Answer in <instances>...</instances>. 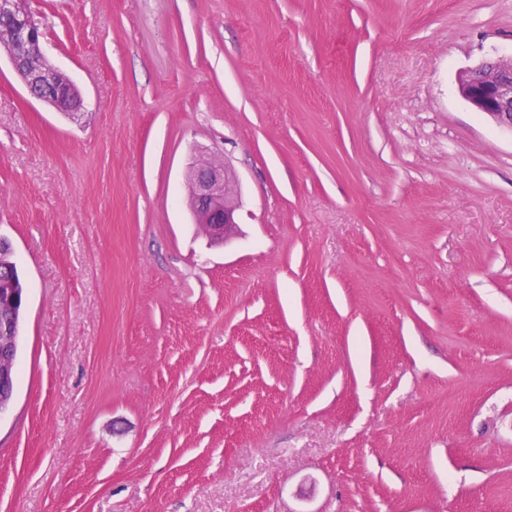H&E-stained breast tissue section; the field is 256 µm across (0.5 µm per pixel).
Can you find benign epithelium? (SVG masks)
<instances>
[{"label":"benign epithelium","instance_id":"obj_1","mask_svg":"<svg viewBox=\"0 0 512 512\" xmlns=\"http://www.w3.org/2000/svg\"><path fill=\"white\" fill-rule=\"evenodd\" d=\"M44 33L22 0H0V52H5L27 94L69 116L81 113L84 99L78 86L54 67L43 52ZM460 92L476 111L512 129V57L483 62L460 77ZM190 208L210 241L221 244L234 234L240 207L231 188L228 166L199 156L189 166ZM26 293L0 290V417L15 395L18 359L14 311L25 306Z\"/></svg>","mask_w":512,"mask_h":512}]
</instances>
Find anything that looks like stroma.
<instances>
[{"mask_svg": "<svg viewBox=\"0 0 512 512\" xmlns=\"http://www.w3.org/2000/svg\"><path fill=\"white\" fill-rule=\"evenodd\" d=\"M27 5L84 112L0 58V512H512V131L458 90L512 0ZM231 182L226 162L223 165L199 156L190 163V208L195 223L202 227L214 244H223L234 234L238 224L235 214L240 204ZM10 276L15 277L17 290L24 288L13 255L0 250V282L4 284ZM4 288L0 290V418L10 411L15 395L18 346L14 311L26 303L25 291L16 293L5 284Z\"/></svg>", "mask_w": 512, "mask_h": 512, "instance_id": "obj_1", "label": "stroma"}]
</instances>
